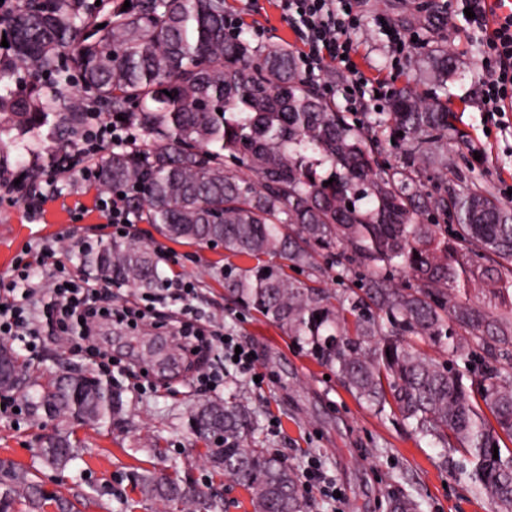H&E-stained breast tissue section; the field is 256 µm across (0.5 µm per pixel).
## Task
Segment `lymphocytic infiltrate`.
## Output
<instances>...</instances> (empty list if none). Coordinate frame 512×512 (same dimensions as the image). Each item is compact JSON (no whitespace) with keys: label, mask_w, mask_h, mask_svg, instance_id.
Returning <instances> with one entry per match:
<instances>
[{"label":"lymphocytic infiltrate","mask_w":512,"mask_h":512,"mask_svg":"<svg viewBox=\"0 0 512 512\" xmlns=\"http://www.w3.org/2000/svg\"><path fill=\"white\" fill-rule=\"evenodd\" d=\"M283 16L301 43L298 56L305 72L322 70L327 65H343L349 71L347 86L351 95L365 97L369 88L365 74L356 69L352 54L353 42L350 29L357 26L359 0H278ZM475 13L472 26L479 34L481 43V68L483 78L480 95L484 123L499 125L512 107V0H466ZM133 131L122 124L96 121L86 127L83 140L87 145L86 156L100 154L108 147L129 145ZM44 260L43 254L30 259H17L12 277L0 281V338L25 342L37 335L35 320L45 316L55 322L59 331L75 335L87 341L93 336L92 326L100 317L111 318L120 324L143 318L141 309L131 305L101 309L103 285L91 279L66 288L58 285L50 302H43L31 278ZM195 292L192 282L172 279L164 283L157 293V300L182 302V321L178 333L191 337L202 347L219 348L225 364L233 366L242 375L252 371L255 359L249 350H238L235 336L225 335L223 330L194 325L187 302Z\"/></svg>","instance_id":"f902f5d3"}]
</instances>
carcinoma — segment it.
<instances>
[{
    "label": "carcinoma",
    "mask_w": 512,
    "mask_h": 512,
    "mask_svg": "<svg viewBox=\"0 0 512 512\" xmlns=\"http://www.w3.org/2000/svg\"><path fill=\"white\" fill-rule=\"evenodd\" d=\"M129 2L125 11L111 7L102 28L87 0H22L0 17L11 39L0 57V116L28 130L51 118L69 133L92 110L125 118L139 142L101 158V185L128 191L129 208L170 240L222 243L255 261L224 273L233 299L308 346L359 399L381 409L391 401L417 432L467 453L478 489L496 512H512V448L501 447L512 441V208L486 186L448 183L446 171L423 189L432 151L446 153L448 141L463 138L449 122L448 97L395 90L383 121L404 152V165L393 168L299 71L288 46L228 35L224 0ZM443 24L437 9L422 23L425 58L440 83L454 68ZM30 67L53 76L56 89L16 95L11 82ZM73 71L90 98L64 94ZM227 156L238 166L225 165ZM439 217L453 219V234ZM459 241L492 257L476 298L473 262ZM339 249L370 272L363 295L347 302L290 281L276 262L312 267ZM80 261L117 286L163 284L159 257L143 243L112 240ZM402 274L415 287H400ZM405 335L444 349L448 361L422 355ZM123 409L120 390L108 403L101 384L78 375L53 378L33 402L34 416L61 424L105 422ZM188 422L200 441H222L209 458L248 492L254 512H306V491L288 461L250 446L251 408L209 400ZM80 447L61 428L39 452L64 469ZM11 473L0 512H14L21 496L31 512H43L50 498L37 496L25 473ZM133 482L165 505L192 512L217 505L215 491L186 493L176 471L145 470Z\"/></svg>",
    "instance_id": "1"
}]
</instances>
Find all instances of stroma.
Returning <instances> with one entry per match:
<instances>
[{"label":"stroma","instance_id":"1","mask_svg":"<svg viewBox=\"0 0 512 512\" xmlns=\"http://www.w3.org/2000/svg\"><path fill=\"white\" fill-rule=\"evenodd\" d=\"M423 2L362 0V19L351 37L354 60L367 76L384 79L391 88L402 87L413 76L418 91L431 95L439 87L418 44L422 30L409 29L416 42L399 54L379 29L380 20L398 23ZM442 2L453 18L445 33L456 61L448 77V110L452 126L465 135L464 142L448 145V177L486 185L501 198L505 180L512 178V112L505 116L507 128L484 127L477 97L482 78L480 46L462 0ZM266 10L258 24L247 27L251 41L293 45L296 37L280 9L270 2ZM315 80L326 88L332 105L355 112L357 119H374L390 109L385 95L354 109L335 66L325 67ZM55 136L48 126L21 130L0 119V179L29 182L34 174L52 172ZM478 143L487 151L480 161L472 152ZM54 187L43 209L36 212L28 211L22 201L0 196V280L8 278L15 258L29 248L54 252L75 275L90 276V269L79 261V247L111 236L112 228L99 207L106 189L84 182L75 168L57 174ZM131 234L166 252L160 263L165 275L178 274L195 284L193 304L203 323L230 329L255 351V371L262 382L256 385L233 375L225 378L217 393L199 388L195 372L186 368L183 340L171 333L170 306L156 305L134 328L101 322L98 341L117 363L113 377L127 403L124 423L77 427L82 454L60 472L46 466L39 454L41 439L53 425L32 416L31 387L13 394L16 413L0 415V461L23 468L31 480L55 495V512H167L161 503L133 491L132 474L145 469L175 467L192 483L210 484L213 470L187 418L193 406L213 397L248 404L257 421L254 441L287 458L294 469H301L308 457H320L345 501L334 507L312 489L307 493L310 512H390L395 494L413 501L416 512H493L487 496L462 473L466 460L461 453L444 451L431 437L415 433L399 413L359 401L306 346L295 344L281 327L226 296L225 268L247 267V260L220 245L173 242L150 224L133 225ZM296 277L344 298L361 292V274L340 266L325 272L303 269ZM73 343V338L45 326L38 352L21 349L17 355L28 364L30 375L42 382L67 370H97V358L74 351ZM129 369L139 372L138 382L126 378Z\"/></svg>","mask_w":512,"mask_h":512}]
</instances>
